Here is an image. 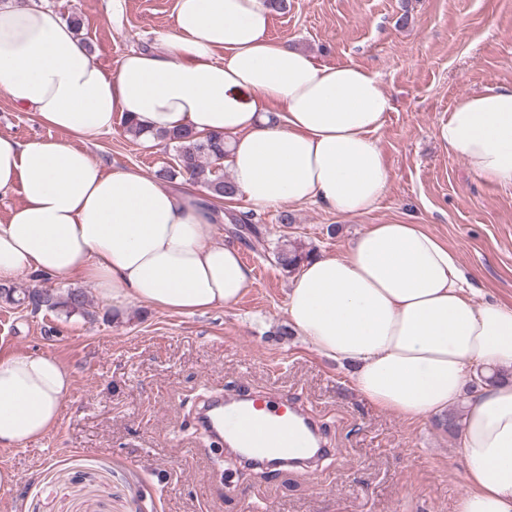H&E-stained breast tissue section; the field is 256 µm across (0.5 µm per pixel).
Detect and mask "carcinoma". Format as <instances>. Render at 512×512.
I'll return each instance as SVG.
<instances>
[{
	"mask_svg": "<svg viewBox=\"0 0 512 512\" xmlns=\"http://www.w3.org/2000/svg\"><path fill=\"white\" fill-rule=\"evenodd\" d=\"M151 138L168 142L174 150L176 166L159 170L157 172L159 177L172 180L185 173L191 175L195 184L206 189L215 199L222 200L236 196L232 180L224 176L226 149L223 135L214 133L203 136L191 131H159L151 134ZM313 252L314 249L300 242H291L286 239L275 246L273 256L279 268L293 274ZM0 302L9 305H26L34 313L45 308L57 311L67 318L94 317V313L90 311L91 303L88 295L81 288H66L62 291L32 289L20 293L12 285H1Z\"/></svg>",
	"mask_w": 512,
	"mask_h": 512,
	"instance_id": "obj_1",
	"label": "carcinoma"
}]
</instances>
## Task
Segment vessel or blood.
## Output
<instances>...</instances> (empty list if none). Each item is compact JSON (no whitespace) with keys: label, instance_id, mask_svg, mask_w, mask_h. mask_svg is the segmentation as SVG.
Here are the masks:
<instances>
[{"label":"vessel or blood","instance_id":"obj_1","mask_svg":"<svg viewBox=\"0 0 512 512\" xmlns=\"http://www.w3.org/2000/svg\"><path fill=\"white\" fill-rule=\"evenodd\" d=\"M232 409L233 421L224 418ZM198 430L232 454L276 467L309 466L326 453L315 423L294 405L259 393H222L206 400L196 415Z\"/></svg>","mask_w":512,"mask_h":512}]
</instances>
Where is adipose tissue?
<instances>
[{"label":"adipose tissue","instance_id":"1","mask_svg":"<svg viewBox=\"0 0 512 512\" xmlns=\"http://www.w3.org/2000/svg\"><path fill=\"white\" fill-rule=\"evenodd\" d=\"M271 15L265 0H176L158 48L108 72L37 0H0V87L65 134H0V193H22L0 225V283L76 276L114 308L184 315L233 305L249 288L238 248L212 240L218 207L193 183L173 191L133 168L108 173L78 147L125 115L148 134H223L232 181L255 210L313 201L342 216L373 211L389 182L375 141L389 97L371 71L272 39ZM438 135L487 182L512 184V87L459 99ZM285 314L379 410L417 419L464 407L468 490L457 512H512V305L475 301L437 236L369 225L344 255L301 266ZM72 385L52 354L0 359V447L46 435Z\"/></svg>","mask_w":512,"mask_h":512}]
</instances>
